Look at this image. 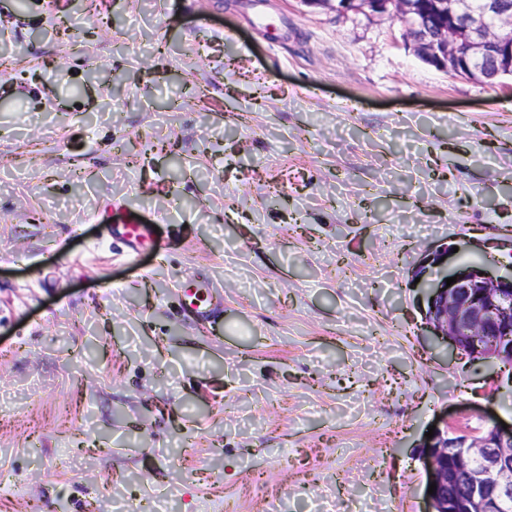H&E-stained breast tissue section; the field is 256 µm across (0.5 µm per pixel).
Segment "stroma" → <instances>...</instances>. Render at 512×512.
<instances>
[{
    "instance_id": "stroma-1",
    "label": "stroma",
    "mask_w": 512,
    "mask_h": 512,
    "mask_svg": "<svg viewBox=\"0 0 512 512\" xmlns=\"http://www.w3.org/2000/svg\"><path fill=\"white\" fill-rule=\"evenodd\" d=\"M1 54L0 512H427L435 419L512 423L422 315L512 271V88L301 0H0ZM147 219L139 213H129L124 219L112 225V235L123 239L131 255L150 236L151 228Z\"/></svg>"
}]
</instances>
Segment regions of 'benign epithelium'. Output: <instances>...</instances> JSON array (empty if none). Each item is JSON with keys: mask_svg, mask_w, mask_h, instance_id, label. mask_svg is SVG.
<instances>
[{"mask_svg": "<svg viewBox=\"0 0 512 512\" xmlns=\"http://www.w3.org/2000/svg\"><path fill=\"white\" fill-rule=\"evenodd\" d=\"M336 2V11L392 15L407 24L414 51L438 70L478 83L503 84L512 75V0H302L308 7ZM488 260L456 273V283L446 276L427 293L423 316L434 334L458 353H487V359L512 365V273L492 276ZM492 336L485 345L481 337ZM512 446V425L496 423L488 437L475 438L448 427V419L435 423L434 435L422 444L427 484L428 512H458L448 508V449L470 448L478 460L471 500L491 512L512 500V456L501 449Z\"/></svg>", "mask_w": 512, "mask_h": 512, "instance_id": "1", "label": "benign epithelium"}]
</instances>
